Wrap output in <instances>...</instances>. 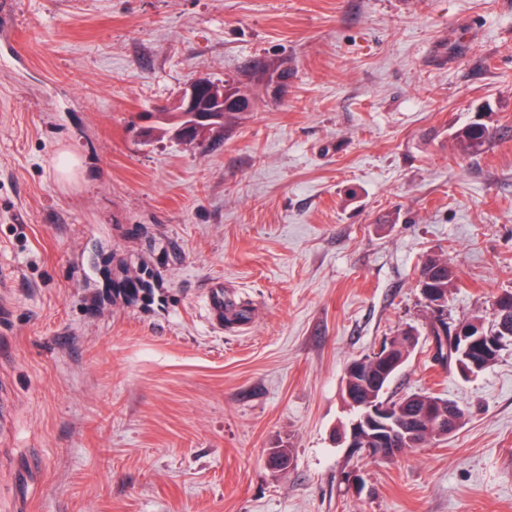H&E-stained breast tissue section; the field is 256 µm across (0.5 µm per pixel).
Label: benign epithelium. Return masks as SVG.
I'll return each instance as SVG.
<instances>
[{"mask_svg":"<svg viewBox=\"0 0 512 512\" xmlns=\"http://www.w3.org/2000/svg\"><path fill=\"white\" fill-rule=\"evenodd\" d=\"M227 91L224 85L214 83L205 77L188 81L178 98L170 105H161L158 112H173L183 124L176 127L172 136L186 145L199 144L206 134L224 125V107ZM455 369L462 376H470L480 370L490 354L498 349L501 342L493 340L481 331L456 326L452 329ZM393 341L387 347L371 354L381 376L393 373L405 358L392 354ZM345 402L358 407L364 406L362 418L350 426L349 437L340 442L348 448H355L363 441L370 444L369 453L374 457L396 454L406 443H420V433L428 425L443 426L445 416L436 405H430L423 413L420 423L405 426L399 419V412L392 406L378 401L375 396L363 400L356 393L343 392Z\"/></svg>","mask_w":512,"mask_h":512,"instance_id":"1","label":"benign epithelium"}]
</instances>
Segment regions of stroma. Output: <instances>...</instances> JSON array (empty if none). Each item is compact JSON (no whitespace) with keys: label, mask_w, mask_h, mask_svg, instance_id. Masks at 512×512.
<instances>
[{"label":"stroma","mask_w":512,"mask_h":512,"mask_svg":"<svg viewBox=\"0 0 512 512\" xmlns=\"http://www.w3.org/2000/svg\"><path fill=\"white\" fill-rule=\"evenodd\" d=\"M196 76L252 109L142 143ZM479 107L496 139L467 155ZM437 254L449 323H490L512 0H0V512H512V346L468 379L433 364ZM216 280L244 320L210 321ZM408 327L390 395L464 422L354 454L345 366ZM422 278L430 281L429 286L431 288L421 287V291L424 296L427 297L426 303L430 305V307H427L431 308L435 312H440L444 309L445 299L448 301V292L454 285V280L456 278L454 268L450 262H448V258L446 257L440 255L429 256L425 259L420 268L418 283H421ZM435 288H439V290L442 291L445 299ZM450 330L451 327L448 325L447 317L443 318L442 314L435 316L433 313V318L429 322L428 337L431 338L432 342L434 340L437 341L438 355L433 354L432 359L434 362L446 369H450L452 360ZM440 331H442L445 343L448 346V358L443 352L444 344L442 342V335Z\"/></svg>","instance_id":"obj_1"}]
</instances>
